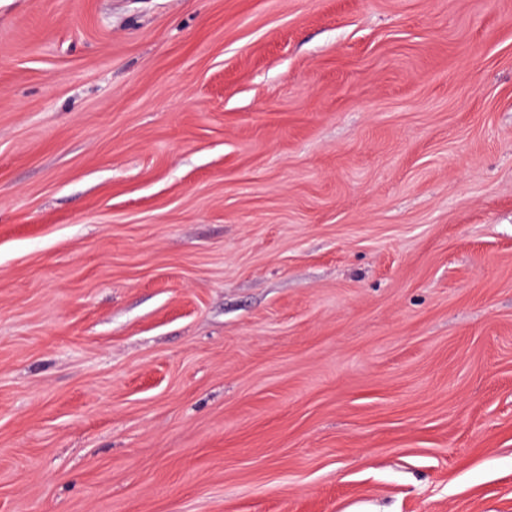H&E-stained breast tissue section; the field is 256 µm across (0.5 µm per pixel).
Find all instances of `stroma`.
I'll list each match as a JSON object with an SVG mask.
<instances>
[{"label": "stroma", "mask_w": 512, "mask_h": 512, "mask_svg": "<svg viewBox=\"0 0 512 512\" xmlns=\"http://www.w3.org/2000/svg\"><path fill=\"white\" fill-rule=\"evenodd\" d=\"M0 512H512V0H0Z\"/></svg>", "instance_id": "obj_1"}]
</instances>
